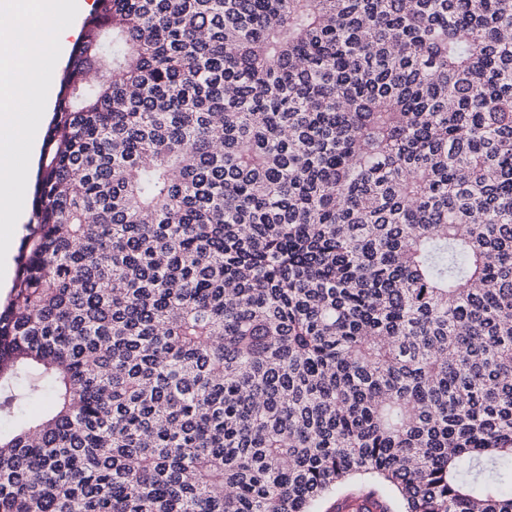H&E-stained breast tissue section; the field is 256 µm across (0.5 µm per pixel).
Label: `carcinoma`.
<instances>
[{"label": "carcinoma", "instance_id": "1", "mask_svg": "<svg viewBox=\"0 0 512 512\" xmlns=\"http://www.w3.org/2000/svg\"><path fill=\"white\" fill-rule=\"evenodd\" d=\"M0 310V512H512V0H95Z\"/></svg>", "mask_w": 512, "mask_h": 512}]
</instances>
